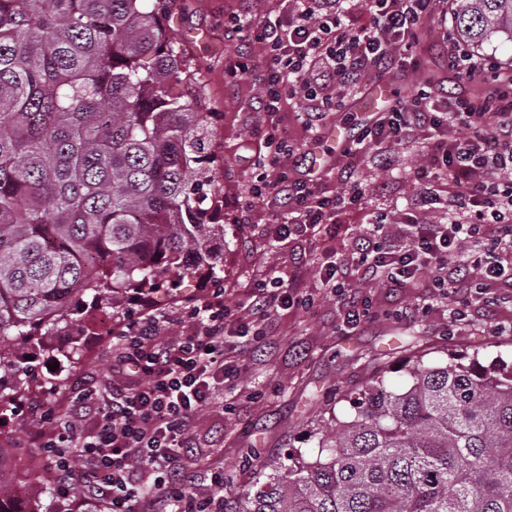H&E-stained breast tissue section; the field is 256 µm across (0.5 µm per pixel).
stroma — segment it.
<instances>
[{"label": "stroma", "mask_w": 512, "mask_h": 512, "mask_svg": "<svg viewBox=\"0 0 512 512\" xmlns=\"http://www.w3.org/2000/svg\"><path fill=\"white\" fill-rule=\"evenodd\" d=\"M280 7V0H176L171 13L175 47L197 71L209 109L217 114L215 147L224 159L216 173L224 197V303L232 316L252 322L264 333V346L258 350L240 349L238 336L227 337V355L236 361L241 376L217 389L194 422L201 451L184 459L183 466L201 497L212 491V472L223 471L225 488L235 493L255 484L257 459L281 464L292 454L315 459L319 429L331 418L348 421L354 415L347 394L378 376L392 389L406 388L404 366L412 356L441 364L454 352L478 355L486 366L512 365V291L500 290L494 305L471 306L464 320L454 322L446 304L431 303L426 279L412 280L398 290L356 281L353 292L366 298L370 313L351 328L342 301L324 286L321 273L326 262L340 263L349 255L362 230L358 218L341 216L327 230L304 240L271 241L268 229L276 214L265 202L251 199L249 187L257 174L256 158L272 129L287 132L290 141L308 143L311 161L325 171L321 181L325 194L342 190L338 170L349 168L368 190L373 211L394 225L401 223L416 197L411 172L421 162L413 150L400 146L392 152V170L384 171L374 153L343 157L340 140L329 137V130L350 121L370 122V115L359 112L358 105L363 90L376 81L372 75L362 79L360 91L348 95L341 110L326 113V135L317 142L310 139L307 109L300 101L284 104L275 126L255 112L259 86L244 77H230L228 68L232 57L247 60L258 50L247 41L228 40L224 19L233 13L265 16ZM457 38L454 21L434 17L425 22L413 50L417 70H396L386 78L394 96L406 99L424 86L435 96L452 100L486 92L495 70H486L483 78L473 81L449 70L448 44ZM427 70L433 83L423 78ZM243 209L248 221L241 224L236 217ZM272 268L294 281L303 303L262 316L252 307L253 281ZM213 289V282L187 279L177 293L159 291L126 302L125 309L130 314L170 310L206 297ZM77 341L79 358L42 354L31 362L37 378L52 383L40 396L48 406L59 407L74 378L98 383L108 375L111 335L99 333L96 320L90 319ZM29 407L25 399L15 412L0 416V446L8 448L35 495L48 474L44 453L26 429Z\"/></svg>", "instance_id": "stroma-1"}]
</instances>
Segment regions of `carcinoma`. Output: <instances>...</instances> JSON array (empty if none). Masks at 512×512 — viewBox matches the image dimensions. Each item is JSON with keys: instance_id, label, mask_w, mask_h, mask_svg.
<instances>
[{"instance_id": "obj_1", "label": "carcinoma", "mask_w": 512, "mask_h": 512, "mask_svg": "<svg viewBox=\"0 0 512 512\" xmlns=\"http://www.w3.org/2000/svg\"><path fill=\"white\" fill-rule=\"evenodd\" d=\"M173 0H0V413L51 331L124 296L224 279L214 113ZM458 36L512 42V0H451ZM230 512H512V367L420 358ZM29 512H71L45 487Z\"/></svg>"}]
</instances>
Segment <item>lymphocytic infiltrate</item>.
I'll return each mask as SVG.
<instances>
[{"label":"lymphocytic infiltrate","mask_w":512,"mask_h":512,"mask_svg":"<svg viewBox=\"0 0 512 512\" xmlns=\"http://www.w3.org/2000/svg\"><path fill=\"white\" fill-rule=\"evenodd\" d=\"M355 2L350 10L343 0H281L276 17L225 20V35L259 48L257 59L235 63L229 73L259 85L265 117L285 101L302 99L310 108L308 129L319 134L323 113L341 109L362 76L406 66L438 0ZM268 144L250 193L280 212L276 238L295 240L335 223L338 214L367 211L364 189L328 196L313 173L296 175L301 145L273 134ZM410 144L425 158L412 172L424 188L421 202H447V222L423 224L411 215L396 238L384 216H375L345 265L323 281L342 298L354 278L402 288L424 277L435 299L461 320L469 303L489 299L492 286L512 288V84L451 102L419 89L362 126L342 153L355 155L369 145L387 153ZM227 317L224 291L217 288L180 310L151 309L116 323L111 379L79 385L64 416L44 404L31 408L30 419L40 426L32 439L45 450L59 494L70 496L79 487L108 512H224L222 474L200 498L176 466L196 450L195 417L217 388L239 376L224 353ZM181 321L191 323V332L171 336V325Z\"/></svg>","instance_id":"lymphocytic-infiltrate-1"}]
</instances>
